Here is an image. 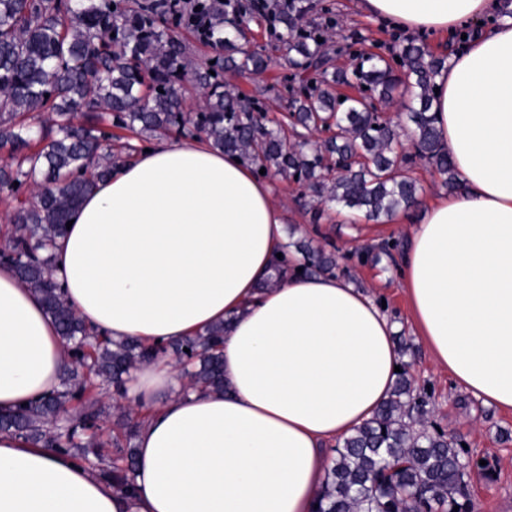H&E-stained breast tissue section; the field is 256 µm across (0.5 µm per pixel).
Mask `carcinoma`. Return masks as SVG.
I'll return each instance as SVG.
<instances>
[{
	"instance_id": "cac0c4a2",
	"label": "carcinoma",
	"mask_w": 512,
	"mask_h": 512,
	"mask_svg": "<svg viewBox=\"0 0 512 512\" xmlns=\"http://www.w3.org/2000/svg\"><path fill=\"white\" fill-rule=\"evenodd\" d=\"M274 33L284 60L297 69L305 92L291 100L289 126L297 140L286 145L283 128H268L254 109L228 88L224 75L266 70L272 58L265 49L246 51L226 31L237 20L250 21L244 5L231 0H204L191 11H158L153 0H0V146L11 147V161L0 165V190L16 205L14 232L4 239L3 254L18 278L38 292L46 310L70 343L61 389L0 416V430L21 433L56 452L94 462L112 484L132 490L136 449L113 440L107 456L97 441L101 412L95 388L121 392L136 365L160 355H173L184 366L190 384L224 389L220 344L224 326L202 336L168 345L136 341L114 343L95 338L74 314L55 280L49 256L40 255L64 233L79 200L95 181L112 171V132L102 123L129 132L183 138L203 136L211 145L238 155L255 172L281 175L307 187L303 206L342 203L383 222L419 205L421 187L412 177L416 159L432 161L445 175L449 191L462 188L440 142L432 114L436 76L447 58L423 44L409 42L399 54L405 84L380 56L363 58L353 72L371 97L392 100L404 87L414 106L405 128L368 111L357 99L340 106L335 86L350 83L347 72L330 69L325 50L332 12L310 29L298 27L299 10L279 8ZM206 13L211 26L206 42L224 50L217 60H193L178 38L191 28L195 12ZM189 82L203 104L186 112L176 84ZM81 111V120L75 112ZM51 122H38L39 114ZM335 120L336 132L317 143L302 131L314 132L320 121ZM43 187L33 201L21 199L30 184ZM302 274L344 275L336 259L308 243L294 244ZM433 393L418 391L402 370L375 415L332 449L316 512H474L471 473L487 475L462 446V439L430 428L428 406ZM79 402L78 422L70 429L50 428L68 403Z\"/></svg>"
}]
</instances>
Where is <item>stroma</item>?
Wrapping results in <instances>:
<instances>
[{"mask_svg":"<svg viewBox=\"0 0 512 512\" xmlns=\"http://www.w3.org/2000/svg\"><path fill=\"white\" fill-rule=\"evenodd\" d=\"M306 7L302 26L322 22L324 9H331L336 19L333 40L344 44L343 53L334 56L336 67L354 70L363 56L369 54L392 58L404 43L416 41L426 44L437 55L448 54V38L435 32L400 30L390 22L366 14L361 0H303ZM291 73L286 64L275 63L261 73L232 76L230 82L246 98L270 104L268 125H276L288 110L289 95L285 89ZM269 183L276 200L288 215L287 237L292 241L312 240L314 245L335 255L338 263L347 267L350 279L361 288L375 292L384 300L397 333L407 341L404 359L410 365L409 373L416 386L431 389L434 401L428 415L429 422L451 432L461 434L468 448L488 458L494 466L493 480H475L474 512H512V441L502 442V433H512V412H503L483 404L478 398L455 385L448 373L436 368L421 338L414 333L409 319L407 297L398 277V264L406 246L407 237L417 212H410L407 220L391 219L371 225L368 236L353 235L355 211L336 205L326 208L322 216L300 200V187L292 179L280 176ZM322 226V235L310 236L312 225ZM389 247L388 255L380 261L366 258L368 247Z\"/></svg>","mask_w":512,"mask_h":512,"instance_id":"1","label":"stroma"}]
</instances>
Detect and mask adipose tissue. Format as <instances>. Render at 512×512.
Segmentation results:
<instances>
[{"label":"adipose tissue","instance_id":"adipose-tissue-1","mask_svg":"<svg viewBox=\"0 0 512 512\" xmlns=\"http://www.w3.org/2000/svg\"><path fill=\"white\" fill-rule=\"evenodd\" d=\"M410 31L477 32L448 57L433 109L462 191L422 202L400 263L434 364L512 411V5L363 0ZM52 242L75 314L115 341L224 327V388L137 365L135 492L74 457L0 433V512H312L329 459L387 399L402 357L372 292L278 264L287 216L251 165L202 137L136 149ZM66 344L39 294L0 265V411L58 388Z\"/></svg>","mask_w":512,"mask_h":512}]
</instances>
